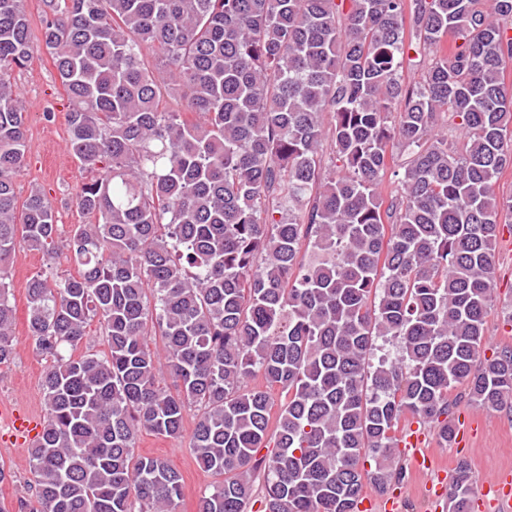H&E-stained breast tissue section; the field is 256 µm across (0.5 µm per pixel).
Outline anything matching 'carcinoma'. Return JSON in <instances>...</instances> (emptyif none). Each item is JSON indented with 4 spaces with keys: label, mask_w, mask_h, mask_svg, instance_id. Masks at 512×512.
Here are the masks:
<instances>
[{
    "label": "carcinoma",
    "mask_w": 512,
    "mask_h": 512,
    "mask_svg": "<svg viewBox=\"0 0 512 512\" xmlns=\"http://www.w3.org/2000/svg\"><path fill=\"white\" fill-rule=\"evenodd\" d=\"M24 2L0 0V366L17 238L77 273L26 284L50 364L17 512H176L182 475L136 442L181 437L193 406L191 448L222 477L198 512H247L260 470L263 512H360L367 486L402 479L407 417L446 443L457 385L487 410L512 400V347L480 359L512 214L495 192L512 0H42L67 148L95 173L65 238L45 192L14 187L28 127L5 75L32 59ZM94 321L108 351L75 354ZM474 483L459 461L448 512H472Z\"/></svg>",
    "instance_id": "obj_1"
}]
</instances>
